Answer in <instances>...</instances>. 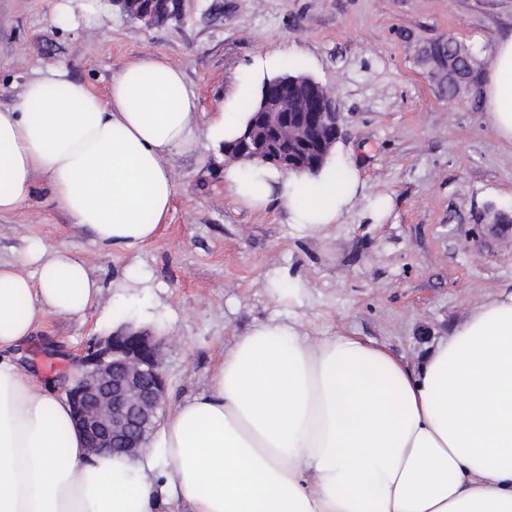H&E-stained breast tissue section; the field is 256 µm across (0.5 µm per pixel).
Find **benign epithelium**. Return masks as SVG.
<instances>
[{"label":"benign epithelium","instance_id":"7a95c632","mask_svg":"<svg viewBox=\"0 0 512 512\" xmlns=\"http://www.w3.org/2000/svg\"><path fill=\"white\" fill-rule=\"evenodd\" d=\"M120 12L145 26L177 17L182 0H110ZM443 52L426 56L429 77L438 85L469 86L470 75L460 62ZM275 97L262 104L241 139L224 150L233 159H260L286 171L310 167L305 150L317 145L325 158L340 136L341 112L335 100H322L305 111L301 104L288 110L294 81L267 80ZM167 380L154 334L131 322L97 338L77 361L73 383L65 389L74 420L92 453L119 452L135 457L148 442L165 405Z\"/></svg>","mask_w":512,"mask_h":512}]
</instances>
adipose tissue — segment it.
<instances>
[{
	"label": "adipose tissue",
	"mask_w": 512,
	"mask_h": 512,
	"mask_svg": "<svg viewBox=\"0 0 512 512\" xmlns=\"http://www.w3.org/2000/svg\"><path fill=\"white\" fill-rule=\"evenodd\" d=\"M100 10L52 0L68 31L95 28ZM279 71L278 54L257 57L203 115L160 55L126 65L103 96L47 67L0 108V216L40 180L98 250L137 252L162 232L173 161L198 123L213 142L237 139ZM481 94L485 122L512 144V35L495 42ZM224 186L249 209L279 201L314 233L364 188L338 146L315 173L228 163ZM103 290L63 245L29 238L0 261V512H512V292L466 310L414 365L354 335H308L292 312L254 323L131 458L89 454L66 396L19 361L48 318H85Z\"/></svg>",
	"instance_id": "1"
}]
</instances>
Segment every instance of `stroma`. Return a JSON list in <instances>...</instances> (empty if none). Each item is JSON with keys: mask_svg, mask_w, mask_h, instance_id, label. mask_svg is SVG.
<instances>
[{"mask_svg": "<svg viewBox=\"0 0 512 512\" xmlns=\"http://www.w3.org/2000/svg\"><path fill=\"white\" fill-rule=\"evenodd\" d=\"M509 34L512 0H185L179 19L149 28L107 5L96 29L76 32L57 27L50 0H0L1 108L37 70L65 65L103 94L125 65L159 54L210 112L254 57L279 50L335 96L339 143L360 164L367 196L392 199L383 218L362 201L322 234L291 224L277 203L236 206L224 150L201 124L195 150L173 162L163 233L137 255L98 253L39 192L0 217V259L15 260L29 237L86 256L105 285L103 307L161 339L171 403L204 388L235 336L284 311L277 291L296 280L305 333H351L418 363L465 309L512 289V223L494 220L512 210V145L484 122L480 90L439 94L422 51L452 37L484 64ZM134 264L151 272V288H114ZM99 317L50 318L26 363L66 387Z\"/></svg>", "mask_w": 512, "mask_h": 512, "instance_id": "obj_1", "label": "stroma"}]
</instances>
